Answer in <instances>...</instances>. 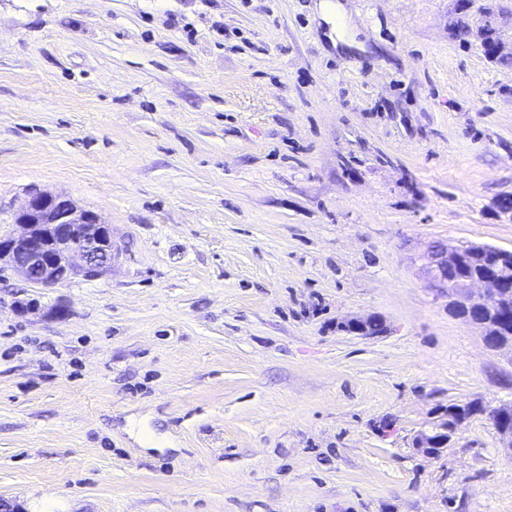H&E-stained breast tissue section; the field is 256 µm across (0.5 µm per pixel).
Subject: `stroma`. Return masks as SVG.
I'll return each instance as SVG.
<instances>
[{
    "instance_id": "1",
    "label": "stroma",
    "mask_w": 512,
    "mask_h": 512,
    "mask_svg": "<svg viewBox=\"0 0 512 512\" xmlns=\"http://www.w3.org/2000/svg\"><path fill=\"white\" fill-rule=\"evenodd\" d=\"M0 0V235L31 191L122 261L0 268V500L21 512H512L483 415L512 353L429 288L437 240L512 250V0ZM373 317L382 331L349 333ZM490 30L497 31L494 20L491 18V15L488 14L480 24L474 26L468 24L466 27V36L468 37V41L486 57L492 60L498 58L512 59V47L510 51L506 52L500 39L495 42H489L486 39V35ZM468 402L466 404H469ZM466 404H451L445 418L440 419L426 431L421 432L414 440V447L422 449L427 454H438L443 448H447L453 441L459 427L469 419L461 408Z\"/></svg>"
}]
</instances>
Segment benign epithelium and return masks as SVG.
Instances as JSON below:
<instances>
[{
  "label": "benign epithelium",
  "instance_id": "obj_1",
  "mask_svg": "<svg viewBox=\"0 0 512 512\" xmlns=\"http://www.w3.org/2000/svg\"><path fill=\"white\" fill-rule=\"evenodd\" d=\"M496 30L491 15L478 25L467 26L466 36L478 51L494 60L512 59V50L505 51L502 41L486 39ZM22 231L16 235L0 236V262L4 261L26 281L53 287L64 281L82 278L98 280L112 271L122 259L125 246L112 230L97 216L78 208L73 201L59 195L34 192L16 216ZM470 253H491L500 272L512 268V250L487 245H468ZM430 262L426 267L429 287L448 299V311L465 318L481 329L484 344L490 349L512 347V339L499 333L492 318L497 309L512 307V289L504 287L503 278L477 279L459 277L448 283V269L462 266V248L441 241L427 248ZM469 419L460 408L421 432L414 447L427 454H437L453 441L459 427Z\"/></svg>",
  "mask_w": 512,
  "mask_h": 512
}]
</instances>
